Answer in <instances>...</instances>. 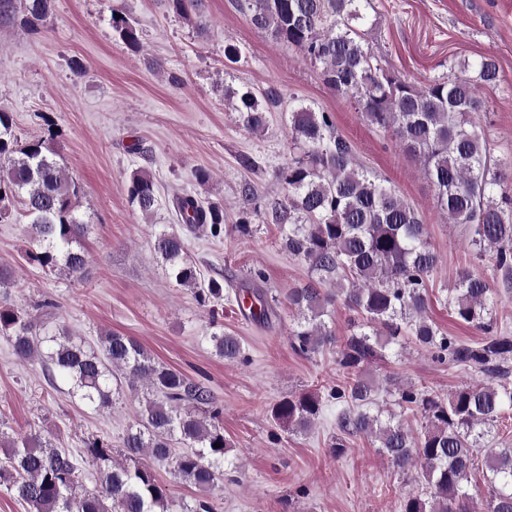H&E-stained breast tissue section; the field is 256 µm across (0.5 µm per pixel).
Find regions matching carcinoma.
Here are the masks:
<instances>
[{
    "instance_id": "obj_1",
    "label": "carcinoma",
    "mask_w": 512,
    "mask_h": 512,
    "mask_svg": "<svg viewBox=\"0 0 512 512\" xmlns=\"http://www.w3.org/2000/svg\"><path fill=\"white\" fill-rule=\"evenodd\" d=\"M181 16L202 18V0H170ZM252 25L276 43L293 48L320 69L324 83L351 100L362 118L388 132L398 147L417 159L435 187L437 204L449 223L465 228L474 258L491 253L487 271H463L444 299L459 321L484 337L469 343L449 336L429 321L430 278L438 256L428 241L418 211L372 171L357 164L351 143L336 132L330 115L299 102L288 107L290 159L277 173L284 194L269 199L245 181L238 193V218L231 231L254 233L252 218L278 226L281 246L303 262L309 279L286 294L294 310L288 340L295 352L314 356L339 345L336 362L348 380L327 397L341 405L331 453L345 452L344 439L366 435L378 443L398 472L416 471L421 488L407 493L399 512H512V448L493 447L492 430L512 411V335L498 327L492 285L512 282V195L502 189L509 160L495 161L473 120L477 84L496 82L495 58L481 56L461 67L473 79L441 77L418 86L384 69L364 43L361 26L371 0H235ZM112 28L131 51L140 49L136 26L119 7ZM53 14V0H0V19H18L33 28ZM238 121L251 134L267 126V114L282 106L273 86L257 90L248 83L226 90ZM10 113L0 112V219L18 206L29 221L24 260L72 281L85 278L89 256L82 239L87 225L75 215L79 189L56 161L54 147L38 140L20 146ZM132 206L143 215L159 206L157 186L143 169L131 172ZM177 230H162L155 253L177 285L189 288L210 308L223 306L224 286L202 280L185 248V237L224 232V208L192 193L172 200ZM12 272L0 269V334L22 362L41 360L49 375L69 381L81 400L99 410L112 407L122 386L146 388L140 418L123 437L128 459L142 455L173 464L177 478L200 489L224 480L231 444L224 437L222 409L209 390L181 372L156 362L132 337L108 332L93 343L75 340L64 328L37 335L56 315L45 300L32 314L6 301ZM261 271L250 273L247 296L235 294L241 310L269 322L280 299L262 287ZM358 316L340 338L329 326L337 301ZM216 353L230 363L247 358L238 337L212 335ZM428 351L439 363L468 367L488 381L459 386L442 398L412 385L390 381L381 388L366 377L367 368L398 356L407 345ZM394 404L420 414L412 431L396 415L364 406L379 392ZM323 397L300 392L278 400L275 423L306 432L321 416ZM219 447H213V444ZM182 445L176 450L174 445ZM87 453L99 461L112 446L93 439ZM9 464L0 469V486L29 506L30 512H169L166 493L149 467L113 464L92 489L79 482L80 460L69 450L38 436L9 442ZM484 462L487 488L480 504L469 494L472 471Z\"/></svg>"
}]
</instances>
